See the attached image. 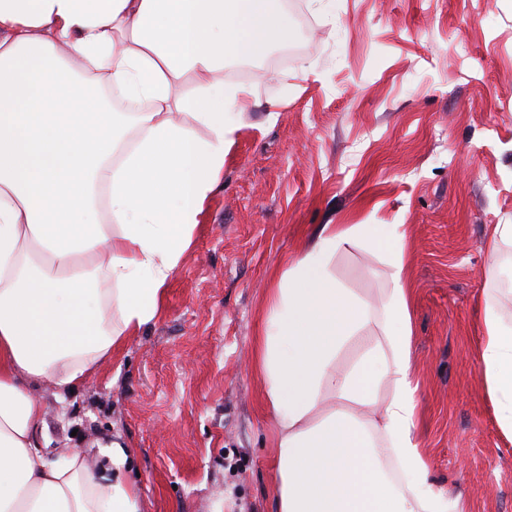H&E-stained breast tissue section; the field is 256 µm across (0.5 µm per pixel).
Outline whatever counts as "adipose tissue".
Here are the masks:
<instances>
[{
    "mask_svg": "<svg viewBox=\"0 0 512 512\" xmlns=\"http://www.w3.org/2000/svg\"><path fill=\"white\" fill-rule=\"evenodd\" d=\"M277 2L0 0V512H141L120 442L42 451L33 386L73 391L159 315L242 126L250 91L224 70L287 41ZM101 81L111 99L148 103L124 117L133 145L93 95ZM355 237L389 247L390 286L373 300L329 271ZM403 239L393 224L323 225L272 291L257 365L278 429L277 512H467L429 484L415 436ZM368 324L374 342L338 371ZM481 325L480 367L512 440V326L488 302Z\"/></svg>",
    "mask_w": 512,
    "mask_h": 512,
    "instance_id": "ef3b65f1",
    "label": "adipose tissue"
}]
</instances>
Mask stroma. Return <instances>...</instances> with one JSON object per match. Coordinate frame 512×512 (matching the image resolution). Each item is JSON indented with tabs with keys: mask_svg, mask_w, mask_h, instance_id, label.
<instances>
[{
	"mask_svg": "<svg viewBox=\"0 0 512 512\" xmlns=\"http://www.w3.org/2000/svg\"><path fill=\"white\" fill-rule=\"evenodd\" d=\"M284 65L245 63L252 95L159 316L83 385L35 387L50 455L117 440L144 512H275L276 425L256 338L271 290L325 224H396L413 294L415 435L435 486L512 512V441L476 357L483 300L512 325V0H299ZM280 102L275 123L265 104ZM363 297L388 248L337 247Z\"/></svg>",
	"mask_w": 512,
	"mask_h": 512,
	"instance_id": "35a3bbf8",
	"label": "stroma"
}]
</instances>
